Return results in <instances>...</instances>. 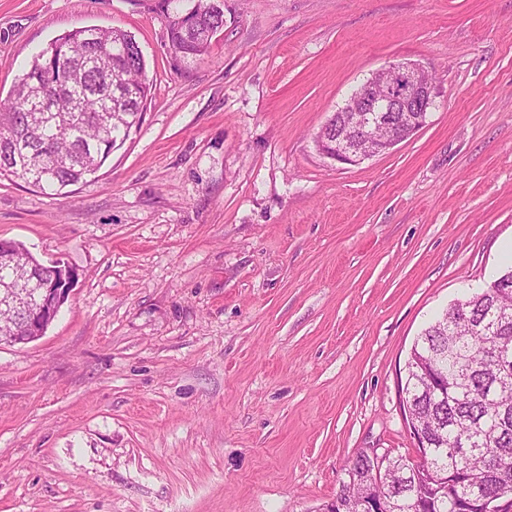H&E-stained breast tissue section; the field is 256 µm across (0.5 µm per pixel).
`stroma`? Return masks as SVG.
<instances>
[{
    "label": "stroma",
    "instance_id": "35a3bbf8",
    "mask_svg": "<svg viewBox=\"0 0 512 512\" xmlns=\"http://www.w3.org/2000/svg\"><path fill=\"white\" fill-rule=\"evenodd\" d=\"M134 35L139 127L66 194L0 180V239L77 274L0 345V512H320L362 451L413 456V344L512 267V0H0V98L85 26ZM438 91L356 165L316 137L391 62ZM165 1L168 8L174 4L167 17L173 49L183 59H201L224 28V3H219L221 0H195L191 8L183 10L180 3L184 0Z\"/></svg>",
    "mask_w": 512,
    "mask_h": 512
}]
</instances>
